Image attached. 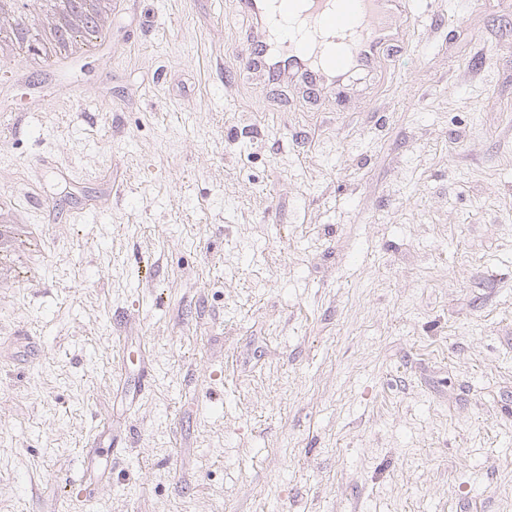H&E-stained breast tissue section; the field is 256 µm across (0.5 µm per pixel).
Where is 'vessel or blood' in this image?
Wrapping results in <instances>:
<instances>
[{
	"mask_svg": "<svg viewBox=\"0 0 512 512\" xmlns=\"http://www.w3.org/2000/svg\"><path fill=\"white\" fill-rule=\"evenodd\" d=\"M411 0H236L255 35L241 62L269 80L302 79L323 92L351 72L372 71L383 52L408 44L400 24Z\"/></svg>",
	"mask_w": 512,
	"mask_h": 512,
	"instance_id": "vessel-or-blood-1",
	"label": "vessel or blood"
}]
</instances>
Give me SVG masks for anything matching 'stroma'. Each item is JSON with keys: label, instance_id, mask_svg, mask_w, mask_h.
I'll return each mask as SVG.
<instances>
[{"label": "stroma", "instance_id": "1", "mask_svg": "<svg viewBox=\"0 0 512 512\" xmlns=\"http://www.w3.org/2000/svg\"><path fill=\"white\" fill-rule=\"evenodd\" d=\"M115 3L0 62V512H512V7L313 98L234 0ZM38 233L22 224H0V274L16 272L20 264L29 271L36 266Z\"/></svg>", "mask_w": 512, "mask_h": 512}]
</instances>
